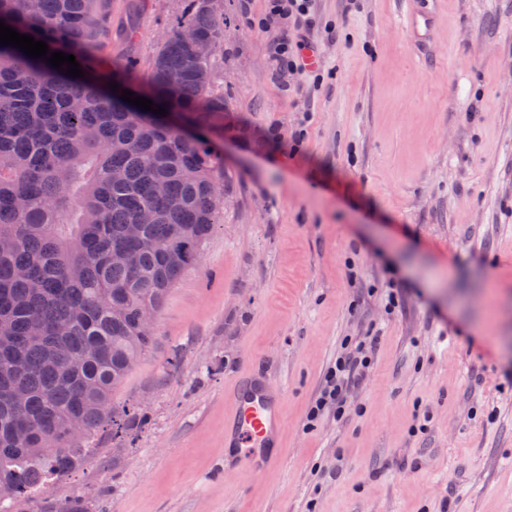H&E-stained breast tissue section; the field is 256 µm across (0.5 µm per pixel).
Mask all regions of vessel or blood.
<instances>
[{"label": "vessel or blood", "mask_w": 512, "mask_h": 512, "mask_svg": "<svg viewBox=\"0 0 512 512\" xmlns=\"http://www.w3.org/2000/svg\"><path fill=\"white\" fill-rule=\"evenodd\" d=\"M401 26L411 43L422 47L438 27V13L427 0H404ZM283 415L272 383L249 374L239 378L231 397V414L224 427L225 447L236 450L252 469L277 464Z\"/></svg>", "instance_id": "1"}]
</instances>
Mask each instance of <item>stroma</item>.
<instances>
[{"instance_id":"stroma-1","label":"stroma","mask_w":512,"mask_h":512,"mask_svg":"<svg viewBox=\"0 0 512 512\" xmlns=\"http://www.w3.org/2000/svg\"><path fill=\"white\" fill-rule=\"evenodd\" d=\"M402 6L316 0L315 86L272 79L267 0H223L224 221L115 395L130 426L26 512H512V0H438L420 50ZM187 7L109 0L107 57L146 78ZM375 331L346 417L309 421L346 340ZM254 372L283 390L263 471L224 464Z\"/></svg>"}]
</instances>
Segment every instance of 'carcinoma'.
Wrapping results in <instances>:
<instances>
[{
  "label": "carcinoma",
  "instance_id": "cac0c4a2",
  "mask_svg": "<svg viewBox=\"0 0 512 512\" xmlns=\"http://www.w3.org/2000/svg\"><path fill=\"white\" fill-rule=\"evenodd\" d=\"M102 2L0 0V20L85 74L0 45V512L81 465L104 423L123 431L112 396L130 355L155 343L142 314L160 311L224 214V164L206 135L184 136L108 86L195 127L210 120L224 111L211 82L224 17L195 0L140 82L128 61H105Z\"/></svg>",
  "mask_w": 512,
  "mask_h": 512
}]
</instances>
